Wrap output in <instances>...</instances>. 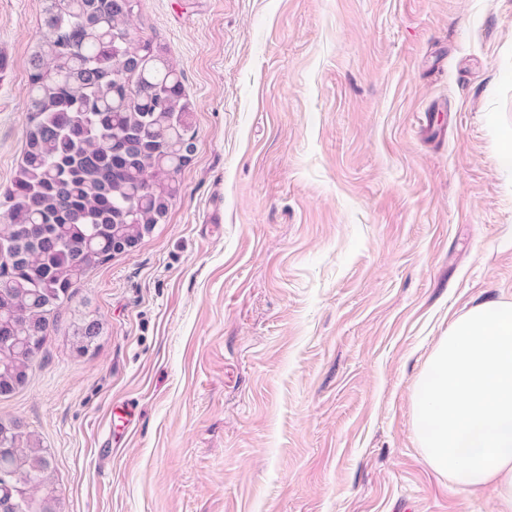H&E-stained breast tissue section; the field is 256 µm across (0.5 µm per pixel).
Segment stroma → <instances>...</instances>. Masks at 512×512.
<instances>
[{
	"mask_svg": "<svg viewBox=\"0 0 512 512\" xmlns=\"http://www.w3.org/2000/svg\"><path fill=\"white\" fill-rule=\"evenodd\" d=\"M42 9L0 0V195ZM131 28L182 72L196 150L0 397L60 512H493L412 411L453 319L512 300V0H138Z\"/></svg>",
	"mask_w": 512,
	"mask_h": 512,
	"instance_id": "35a3bbf8",
	"label": "stroma"
}]
</instances>
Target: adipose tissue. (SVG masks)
<instances>
[{"instance_id": "1", "label": "adipose tissue", "mask_w": 512, "mask_h": 512, "mask_svg": "<svg viewBox=\"0 0 512 512\" xmlns=\"http://www.w3.org/2000/svg\"><path fill=\"white\" fill-rule=\"evenodd\" d=\"M428 464L460 490L492 487L512 512V300L469 308L430 356L414 400Z\"/></svg>"}]
</instances>
